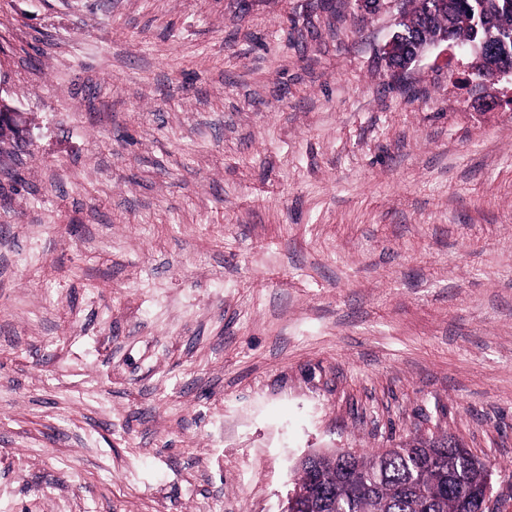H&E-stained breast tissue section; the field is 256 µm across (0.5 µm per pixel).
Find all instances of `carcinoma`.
<instances>
[{
	"label": "carcinoma",
	"instance_id": "cac0c4a2",
	"mask_svg": "<svg viewBox=\"0 0 512 512\" xmlns=\"http://www.w3.org/2000/svg\"><path fill=\"white\" fill-rule=\"evenodd\" d=\"M424 15L427 38L442 32L465 39L475 51L472 75L483 74L488 47L512 57V0H429ZM441 475L419 477L417 449L400 447L341 454L321 463L324 479L318 494L336 502V512H479L478 494L486 485L483 461L467 465L448 445L446 436L433 435Z\"/></svg>",
	"mask_w": 512,
	"mask_h": 512
}]
</instances>
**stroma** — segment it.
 Segmentation results:
<instances>
[{"label":"stroma","instance_id":"stroma-1","mask_svg":"<svg viewBox=\"0 0 512 512\" xmlns=\"http://www.w3.org/2000/svg\"><path fill=\"white\" fill-rule=\"evenodd\" d=\"M353 0H0V512H280L445 432L512 512V83ZM24 113L0 99V140L23 142L29 134ZM316 500L315 486L307 483L304 486H296L287 498V503L282 512H299L298 508L303 507L302 503L313 504Z\"/></svg>","mask_w":512,"mask_h":512}]
</instances>
